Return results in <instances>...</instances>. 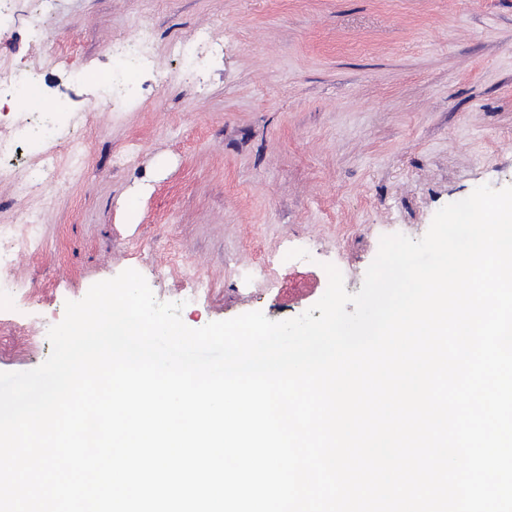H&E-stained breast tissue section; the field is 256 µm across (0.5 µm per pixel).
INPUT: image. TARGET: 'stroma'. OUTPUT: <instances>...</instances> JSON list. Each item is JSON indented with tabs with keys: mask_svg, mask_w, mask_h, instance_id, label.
I'll list each match as a JSON object with an SVG mask.
<instances>
[{
	"mask_svg": "<svg viewBox=\"0 0 512 512\" xmlns=\"http://www.w3.org/2000/svg\"><path fill=\"white\" fill-rule=\"evenodd\" d=\"M39 9L0 13V62L37 73L45 109L89 148L80 177L25 199V159L0 179V224L42 214L45 242L0 240V372L43 363L66 301L125 269L183 302L191 328L287 320L324 294L325 264L358 292L381 236L421 238L444 205L512 186V0H55L47 40ZM142 22L135 104L105 109L90 75ZM178 40L197 42L195 70L170 56ZM268 257L270 281L244 284ZM193 274L211 290L187 303Z\"/></svg>",
	"mask_w": 512,
	"mask_h": 512,
	"instance_id": "1",
	"label": "stroma"
}]
</instances>
